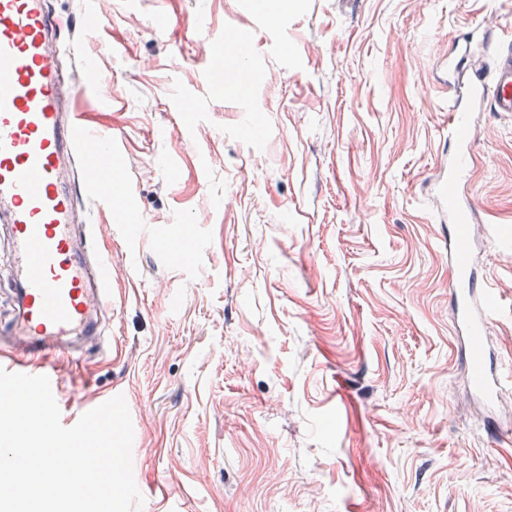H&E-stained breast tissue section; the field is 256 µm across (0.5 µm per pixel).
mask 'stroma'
<instances>
[{"label":"stroma","mask_w":512,"mask_h":512,"mask_svg":"<svg viewBox=\"0 0 512 512\" xmlns=\"http://www.w3.org/2000/svg\"><path fill=\"white\" fill-rule=\"evenodd\" d=\"M100 76L118 200L82 192L112 261L101 335L58 362V407L124 395L133 512H512V424L474 398L448 304L439 185L449 61L489 71L512 0H50ZM247 43L250 111L226 91ZM458 183L512 363V113L471 107Z\"/></svg>","instance_id":"stroma-1"}]
</instances>
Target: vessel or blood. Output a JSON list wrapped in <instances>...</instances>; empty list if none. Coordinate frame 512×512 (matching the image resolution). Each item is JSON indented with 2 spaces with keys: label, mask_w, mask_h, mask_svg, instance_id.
I'll return each instance as SVG.
<instances>
[{
  "label": "vessel or blood",
  "mask_w": 512,
  "mask_h": 512,
  "mask_svg": "<svg viewBox=\"0 0 512 512\" xmlns=\"http://www.w3.org/2000/svg\"><path fill=\"white\" fill-rule=\"evenodd\" d=\"M65 27L46 0H0V220L14 245L16 330L0 336V358L10 360L11 371L28 375L46 374V359L98 335L99 314L86 299L111 292L112 264L94 250L87 225L75 223V197L63 182L70 170L100 196L112 195L111 136L64 110L59 95ZM483 40L496 47L492 76L472 80L469 98L495 112H512V40L490 28ZM468 131L461 102H449L448 137L459 148L442 188L454 242L449 303L461 359L476 368L473 393L491 409L504 378V366L486 342L496 302L473 270L474 231L456 196L457 182L470 169Z\"/></svg>",
  "instance_id": "obj_1"
}]
</instances>
